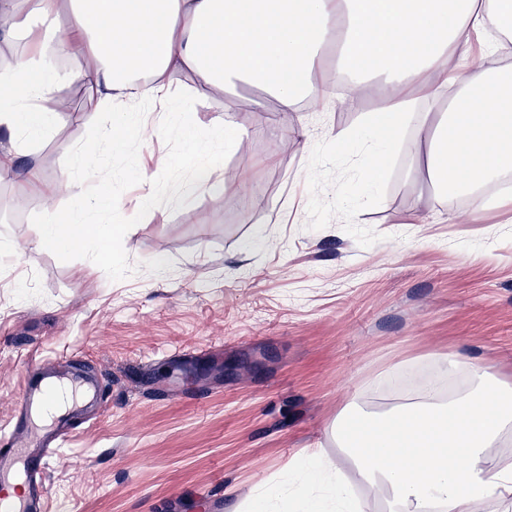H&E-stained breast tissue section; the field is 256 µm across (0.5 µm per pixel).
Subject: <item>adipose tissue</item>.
<instances>
[{
    "label": "adipose tissue",
    "mask_w": 512,
    "mask_h": 512,
    "mask_svg": "<svg viewBox=\"0 0 512 512\" xmlns=\"http://www.w3.org/2000/svg\"><path fill=\"white\" fill-rule=\"evenodd\" d=\"M491 26L498 38L472 53L471 33ZM18 39L22 50L0 65V129L9 133L0 141V177L24 190L37 188L39 171L15 160L55 123L43 104L71 76L86 86L93 118L117 115L124 132L143 142L165 132L184 142L196 172L171 190L182 203L206 184L198 174L205 135L186 119L191 104L159 124L134 110L166 99V72L185 67L219 89L261 83L285 114L316 97L309 72L335 46L344 79L378 75L392 89L357 138L370 183L379 182L409 126L419 133L411 175L430 180L440 197H466L475 212L490 204L486 185L512 179V65L496 61L512 51V0H0V45ZM63 56L80 61L78 73L59 67ZM442 96L446 111L413 109ZM106 213L123 230L117 203L98 192L68 217L48 216L36 246H72ZM461 368L470 379L461 396L445 399L434 387L382 416L336 419L359 475L390 494L392 512H482L490 501L512 512V460L491 455L512 431V387L455 355L443 359L441 373ZM300 474L265 490L250 512L290 502L298 512H356L349 478L314 449H305Z\"/></svg>",
    "instance_id": "obj_1"
}]
</instances>
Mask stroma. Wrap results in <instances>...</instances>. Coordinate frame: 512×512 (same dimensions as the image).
I'll list each match as a JSON object with an SVG mask.
<instances>
[{"mask_svg":"<svg viewBox=\"0 0 512 512\" xmlns=\"http://www.w3.org/2000/svg\"><path fill=\"white\" fill-rule=\"evenodd\" d=\"M333 55L318 59L320 98L282 115L265 89L236 83L209 94L197 73L170 71L168 95H196L188 119L211 132L205 152L223 179L181 206L171 185L193 160L162 135L150 147L122 142L82 176L107 189L130 224L112 247L113 273L92 269L102 234L36 250L45 201L0 181V427L22 420L30 362L62 377L84 375L97 401L70 416L74 438L50 463L54 512H244L317 448L347 473L365 512L387 496L359 476L333 428L339 411L382 415L423 396L410 385L459 354L512 384V205L478 215L436 198L410 176L412 154L367 189L352 136L388 91L378 77L336 83ZM262 102L264 111L254 109ZM80 80L47 109L59 119L19 157L44 182L93 147L99 125L84 110ZM308 126L309 139L297 136ZM244 131L242 146L232 144ZM157 205L137 180L149 154ZM248 358L258 369L199 377L196 364Z\"/></svg>","mask_w":512,"mask_h":512,"instance_id":"stroma-1","label":"stroma"}]
</instances>
